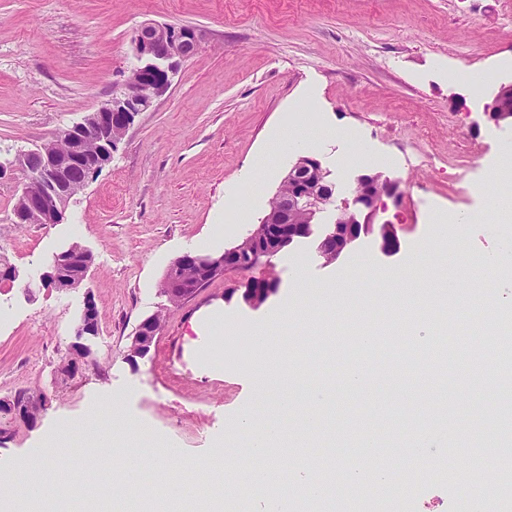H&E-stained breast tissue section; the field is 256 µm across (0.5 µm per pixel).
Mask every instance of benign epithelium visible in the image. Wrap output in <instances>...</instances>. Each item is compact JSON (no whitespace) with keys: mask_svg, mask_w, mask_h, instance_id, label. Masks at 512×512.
<instances>
[{"mask_svg":"<svg viewBox=\"0 0 512 512\" xmlns=\"http://www.w3.org/2000/svg\"><path fill=\"white\" fill-rule=\"evenodd\" d=\"M135 55L140 65L133 73L120 94L102 104L96 111L83 117L62 132L68 142L64 151L58 149L55 140L50 139L37 148L21 151L13 159L0 162V179L7 172L21 169L38 184L34 191L24 186L21 196L24 207L13 212L15 224H59L73 197L90 180L102 172L110 163L112 152L135 118L147 111L155 98L163 94L171 85L179 64L191 56L199 47L194 29L172 24L146 23L139 28L133 38ZM485 112L492 120L512 123V80L499 83L492 99L485 105ZM96 140L103 150L96 155L86 153L85 145ZM330 171L323 168L320 159L314 155H301L288 169L281 187L288 192L277 191L279 205L269 210L261 222L251 230L242 243L225 250L218 258L210 255L184 254L178 257L167 269L164 296L171 304L192 296L197 287L185 283L181 268L193 265L205 272L228 271L246 273L255 267L265 265L274 253L296 237L310 236L321 213L329 209L330 194L334 185L328 182ZM398 196L397 184L381 172L364 173L357 179L350 200L336 206L335 227L346 226L343 232L330 236V245L320 251V255L331 262L350 248L363 233L373 231L383 196ZM299 211L306 215L304 224L288 223V213ZM381 249L386 253L395 251L398 238L390 224L380 225ZM55 290H73L82 284L72 283L60 277L47 281V273L39 276L38 287ZM271 289L250 280L244 283L243 299L252 306L262 304ZM98 316L95 302L87 298L80 321L76 327V342L70 353L60 364L58 372L62 376H73L79 370V360L85 359L90 349L81 339L95 335V322ZM159 334L154 316L144 319L138 326L128 356L145 357ZM36 402L28 397L22 403L9 404L7 414L12 418L29 422V413Z\"/></svg>","mask_w":512,"mask_h":512,"instance_id":"benign-epithelium-1","label":"benign epithelium"}]
</instances>
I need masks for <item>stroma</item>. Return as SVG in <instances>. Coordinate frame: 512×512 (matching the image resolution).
Instances as JSON below:
<instances>
[{
    "label": "stroma",
    "mask_w": 512,
    "mask_h": 512,
    "mask_svg": "<svg viewBox=\"0 0 512 512\" xmlns=\"http://www.w3.org/2000/svg\"><path fill=\"white\" fill-rule=\"evenodd\" d=\"M193 27L195 55L182 61L170 87L138 115L111 162L70 202L62 223L17 224L13 208L26 178L0 180V260L16 270L0 281V399L24 390L43 408L34 424L0 413V468L35 447L51 427L86 417L103 396L121 399L152 442L173 451L147 484L173 481L188 461L204 474L234 459L248 437L216 456L223 435L241 415L277 418V404L297 403L309 391L334 398L321 410V454L331 469L359 472L364 449L339 444L359 420L393 443L414 429L446 425L455 442L427 443L423 458L452 462L454 480L422 476L392 454L383 469L418 484L389 512H457L470 504L478 480L512 467V403L493 373L499 346L483 317L466 308L463 288L446 319L455 344L428 337L447 366L431 372L405 362V332L418 312L408 305L373 319L324 316L325 289L362 275L359 296L371 304L389 277L434 246L433 213L478 219L465 250L498 244V225L484 223L495 198L512 194V127L496 126L484 105L497 84L512 77V13L501 0H0V160L36 148L120 93L138 60L133 36L145 23ZM318 126H341L347 139L316 140L281 155V126L302 109ZM359 145L374 170L399 183V202H387L378 222L394 224L399 248L382 253L361 237L338 260L325 262L317 239L293 244L273 259L276 292L259 307L244 303L230 273L180 304L161 292L169 265L186 253L218 255L238 244L265 216L282 178L299 155L330 170L337 199L351 198L362 169L345 158ZM497 166L501 178L487 183ZM249 197L247 213L237 201ZM91 251L85 285L70 291L38 287L53 255L72 244ZM304 258L306 290L289 269ZM370 259L373 270L361 262ZM93 297L99 331L87 344L91 365L61 381L55 370L75 340L86 297ZM300 308L285 318V306ZM165 318L150 353L138 363L126 354L140 322ZM232 323L216 336V318ZM395 332L383 358H361L389 384H372L363 398L342 392L345 356L366 329ZM266 332L276 362L292 372L288 384L261 393L246 366L259 358L255 336ZM495 429L463 431L474 402ZM329 468V469H330Z\"/></svg>",
    "instance_id": "1"
}]
</instances>
